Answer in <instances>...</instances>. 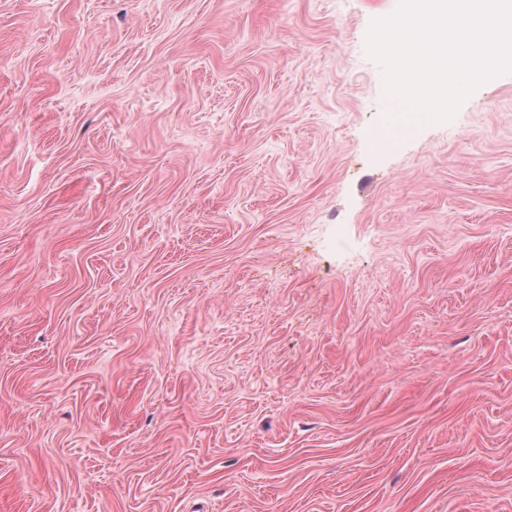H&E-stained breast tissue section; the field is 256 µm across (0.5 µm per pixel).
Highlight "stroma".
Returning a JSON list of instances; mask_svg holds the SVG:
<instances>
[{
    "label": "stroma",
    "mask_w": 512,
    "mask_h": 512,
    "mask_svg": "<svg viewBox=\"0 0 512 512\" xmlns=\"http://www.w3.org/2000/svg\"><path fill=\"white\" fill-rule=\"evenodd\" d=\"M365 0H0V512H512V73L378 143Z\"/></svg>",
    "instance_id": "1"
}]
</instances>
